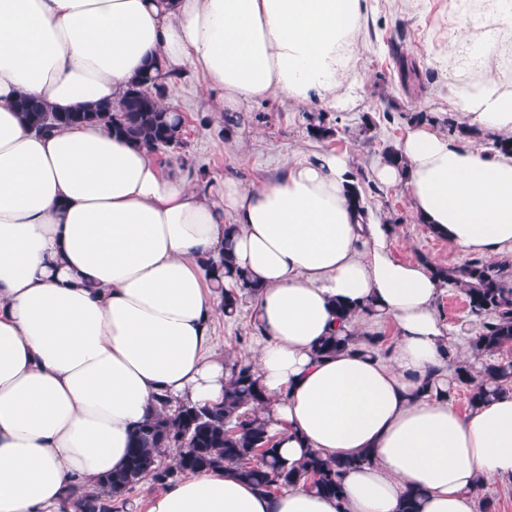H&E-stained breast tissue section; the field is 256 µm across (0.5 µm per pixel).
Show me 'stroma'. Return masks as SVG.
I'll use <instances>...</instances> for the list:
<instances>
[{
  "label": "stroma",
  "mask_w": 512,
  "mask_h": 512,
  "mask_svg": "<svg viewBox=\"0 0 512 512\" xmlns=\"http://www.w3.org/2000/svg\"><path fill=\"white\" fill-rule=\"evenodd\" d=\"M450 11V0H419L415 5L407 0H367L360 53L341 90L344 103L329 112L337 133L325 141L308 135L303 108L278 98L253 107L239 129L224 135V115L202 95L203 79L186 73L176 87L187 157L182 160L177 152L164 150L158 159L167 165L184 164L187 176L195 180L233 177L257 185L280 174L293 150L344 152L363 185L367 207L396 227L394 249L399 258L424 256L443 267L465 261L464 252L418 220L404 186H386L373 177L384 147L398 145L412 114L425 112L442 121L448 116V73L440 54ZM367 119L373 122L368 130L363 127ZM436 308L458 350L468 351V338L478 324L463 296L442 288ZM254 318L255 303L250 299L235 317H216L215 353L229 361L250 359L262 342Z\"/></svg>",
  "instance_id": "obj_1"
}]
</instances>
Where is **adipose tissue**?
Wrapping results in <instances>:
<instances>
[{
	"mask_svg": "<svg viewBox=\"0 0 512 512\" xmlns=\"http://www.w3.org/2000/svg\"><path fill=\"white\" fill-rule=\"evenodd\" d=\"M367 0H0V512H57L120 470L157 398L212 406L228 376L211 353L218 314L203 259L231 249L258 293L251 361L269 429L294 462L370 454L340 498L298 483L273 494L230 473L188 474L146 512H475L488 477L512 479V391L460 410V353L436 311L431 264L396 256L394 225L349 205L347 154L292 151L275 179L193 183L97 125L38 133L19 95L58 112L118 102L153 59L202 75L221 112L280 97L336 104ZM448 109L512 138L498 58L512 0H453ZM398 148L414 213L460 250L512 254V153L487 155L431 124ZM236 224L225 235L226 223ZM375 316H336L337 303ZM390 321L389 349L331 357L325 337Z\"/></svg>",
	"mask_w": 512,
	"mask_h": 512,
	"instance_id": "1",
	"label": "adipose tissue"
}]
</instances>
